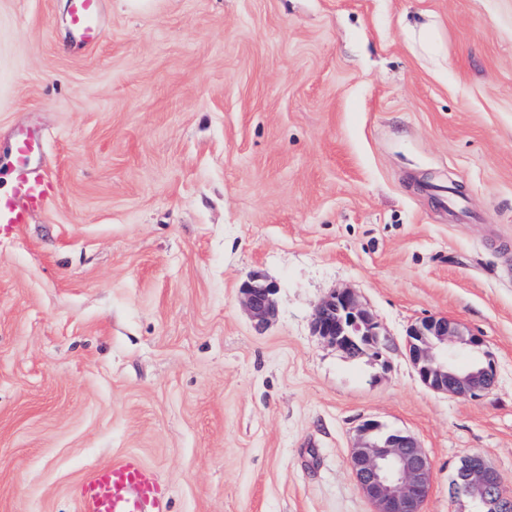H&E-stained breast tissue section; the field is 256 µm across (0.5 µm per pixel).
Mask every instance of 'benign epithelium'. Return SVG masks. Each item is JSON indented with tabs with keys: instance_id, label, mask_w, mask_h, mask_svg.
Instances as JSON below:
<instances>
[{
	"instance_id": "benign-epithelium-1",
	"label": "benign epithelium",
	"mask_w": 512,
	"mask_h": 512,
	"mask_svg": "<svg viewBox=\"0 0 512 512\" xmlns=\"http://www.w3.org/2000/svg\"><path fill=\"white\" fill-rule=\"evenodd\" d=\"M277 286L253 274L241 287L242 304L256 330H264L278 314ZM312 332L328 345L355 358L367 351L379 357L391 344L377 318L351 288L322 298L312 317ZM460 344L476 360L462 372L452 346ZM483 336L446 316H428L411 324L404 339L406 356L427 388L463 399L478 398L496 383L497 367L484 349ZM350 449L349 468L374 512H423L431 485V461L411 433L375 419L364 420ZM457 497L471 500L476 512H512V496L499 474L480 454L461 459L452 485Z\"/></svg>"
}]
</instances>
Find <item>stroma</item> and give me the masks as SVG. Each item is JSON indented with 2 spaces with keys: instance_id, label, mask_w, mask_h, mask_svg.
<instances>
[{
  "instance_id": "35a3bbf8",
  "label": "stroma",
  "mask_w": 512,
  "mask_h": 512,
  "mask_svg": "<svg viewBox=\"0 0 512 512\" xmlns=\"http://www.w3.org/2000/svg\"><path fill=\"white\" fill-rule=\"evenodd\" d=\"M68 2L0 0V154L33 130L58 182L0 237V512H76L125 456L172 512H372L367 419L428 453L424 512H472L471 454L512 493V0H101L92 49ZM340 288L383 356L312 334ZM429 315L484 336L489 393L420 382ZM275 283L259 274H253L240 288L242 304L257 331H263L278 314Z\"/></svg>"
}]
</instances>
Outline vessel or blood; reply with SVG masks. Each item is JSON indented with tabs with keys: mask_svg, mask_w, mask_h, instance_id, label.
<instances>
[{
	"mask_svg": "<svg viewBox=\"0 0 512 512\" xmlns=\"http://www.w3.org/2000/svg\"><path fill=\"white\" fill-rule=\"evenodd\" d=\"M100 0H69V21L81 45L100 42ZM41 144L28 135L16 138L8 169L11 194L0 195V232L15 234L31 215L50 204L57 185L31 158ZM77 512H168L169 502L156 475L133 458L99 466L84 478L76 493Z\"/></svg>",
	"mask_w": 512,
	"mask_h": 512,
	"instance_id": "b4317fda",
	"label": "vessel or blood"
}]
</instances>
